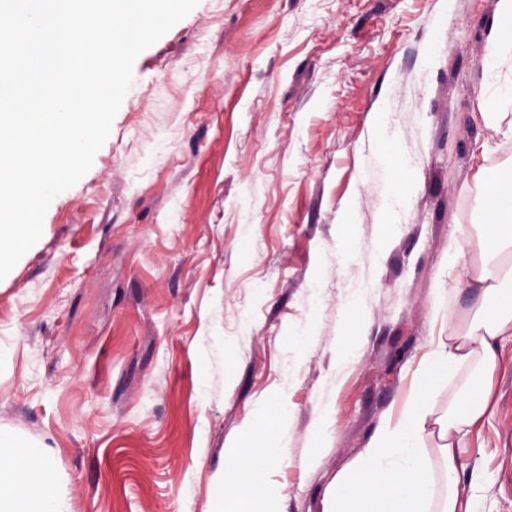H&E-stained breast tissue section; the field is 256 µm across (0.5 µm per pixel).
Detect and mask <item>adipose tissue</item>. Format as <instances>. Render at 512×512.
<instances>
[{"mask_svg": "<svg viewBox=\"0 0 512 512\" xmlns=\"http://www.w3.org/2000/svg\"><path fill=\"white\" fill-rule=\"evenodd\" d=\"M495 26L497 37L483 60L484 102L491 108L512 101V78L502 73L512 61V0H497ZM401 153L397 137L380 138L378 156L389 164V198L394 202L406 200L412 188L406 166L395 162ZM484 204L489 219L478 242L457 240L448 253L449 263L455 264L477 250L487 263L473 280L483 296L476 320L459 324L452 358L438 355L427 361L423 383L410 393L403 419L379 430L358 464L337 478L325 512H428L437 478L423 455L429 416L424 396L431 386L447 380L452 362L478 369L458 396L459 413L441 425L446 441L442 467L446 473L455 472L456 436L485 412L484 392L498 366L496 340L512 330V290L503 287L504 282H512V264L495 262L498 254L512 248V167L491 180ZM291 420L282 391L253 409L252 428L260 443L233 450L219 473L224 495L215 501L212 512H284V492L269 480L268 471L285 458L283 439ZM68 510L66 496L55 486L47 446L0 431V512Z\"/></svg>", "mask_w": 512, "mask_h": 512, "instance_id": "adipose-tissue-1", "label": "adipose tissue"}]
</instances>
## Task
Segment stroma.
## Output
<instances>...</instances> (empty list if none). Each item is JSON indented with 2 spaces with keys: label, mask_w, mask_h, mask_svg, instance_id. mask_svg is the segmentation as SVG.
I'll return each mask as SVG.
<instances>
[{
  "label": "stroma",
  "mask_w": 512,
  "mask_h": 512,
  "mask_svg": "<svg viewBox=\"0 0 512 512\" xmlns=\"http://www.w3.org/2000/svg\"><path fill=\"white\" fill-rule=\"evenodd\" d=\"M496 3L199 0L138 55L91 168L0 279V428L50 446L71 512H207L281 387L293 419L268 475L285 512H323L425 357L453 355L449 311L479 302V253L452 268L448 246L478 240L512 165V106L483 102ZM386 133L415 181L403 205ZM498 359L438 483L462 512H512V335Z\"/></svg>",
  "instance_id": "obj_1"
}]
</instances>
